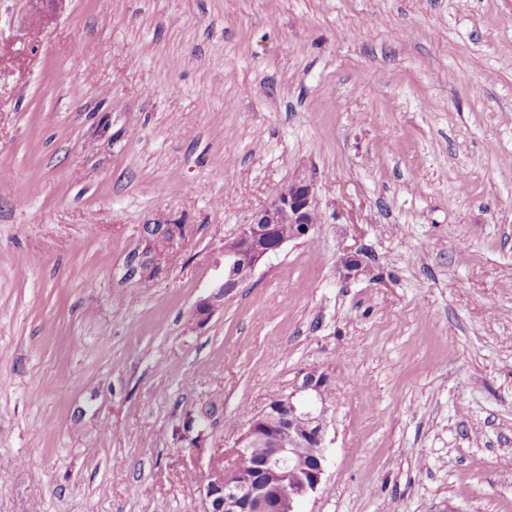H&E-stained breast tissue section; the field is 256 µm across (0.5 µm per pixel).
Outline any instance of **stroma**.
Segmentation results:
<instances>
[{
	"label": "stroma",
	"mask_w": 512,
	"mask_h": 512,
	"mask_svg": "<svg viewBox=\"0 0 512 512\" xmlns=\"http://www.w3.org/2000/svg\"><path fill=\"white\" fill-rule=\"evenodd\" d=\"M299 178L309 237L198 321ZM309 368L299 512H512V0H0V512H204Z\"/></svg>",
	"instance_id": "stroma-1"
}]
</instances>
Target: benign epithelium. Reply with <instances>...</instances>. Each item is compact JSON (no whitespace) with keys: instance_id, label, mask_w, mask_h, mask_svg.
Returning <instances> with one entry per match:
<instances>
[{"instance_id":"1","label":"benign epithelium","mask_w":512,"mask_h":512,"mask_svg":"<svg viewBox=\"0 0 512 512\" xmlns=\"http://www.w3.org/2000/svg\"><path fill=\"white\" fill-rule=\"evenodd\" d=\"M317 214L314 184L295 179L281 186L272 199L253 212L224 249V276L220 295L249 279L258 264L280 250L288 240L309 235ZM288 224L292 234H279ZM347 276L360 275L367 261L362 252L342 259ZM334 381L327 373L309 369L300 373L291 389L269 400L265 409L247 425L236 446L210 461L199 485L205 512H296L297 504L321 484L325 473V432L331 410ZM266 448L258 465L243 466L249 448ZM294 474L291 483L281 478Z\"/></svg>"}]
</instances>
